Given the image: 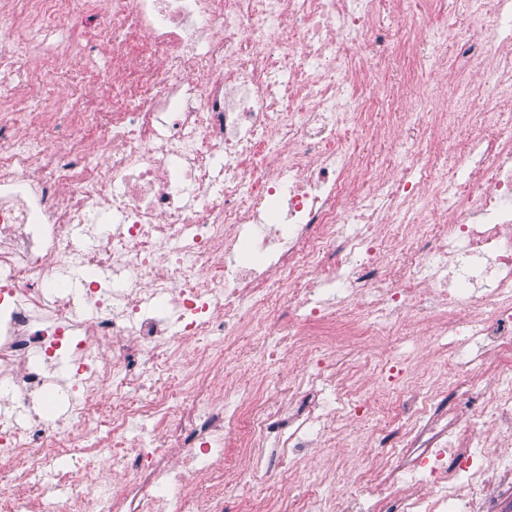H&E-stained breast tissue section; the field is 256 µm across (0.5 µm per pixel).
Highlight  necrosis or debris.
Returning <instances> with one entry per match:
<instances>
[{"mask_svg":"<svg viewBox=\"0 0 512 512\" xmlns=\"http://www.w3.org/2000/svg\"><path fill=\"white\" fill-rule=\"evenodd\" d=\"M462 23L440 0H9L0 7V382L22 400L44 394L73 409L91 443L77 470L70 427L38 414L0 417V458L15 486L35 472L68 495L62 512H167L173 486L206 466L203 497L179 495V512H222L226 485L258 483L243 512H312L338 469H317L308 451L336 439V420L361 424L377 460L353 478L372 489L373 512H512V136L460 128L455 113L421 124L401 111L430 88L416 71L443 65L448 46L467 63L458 90L463 110L512 107V0H469ZM412 17L428 33V57L402 60L388 17ZM32 34L24 52L14 35ZM76 40L46 53L40 34ZM361 43L373 68L354 70ZM109 69L91 81L110 87L111 108L91 95L78 108L45 114L43 92L58 86L69 58L100 46ZM38 66H31V57ZM379 116L388 150L356 130ZM50 125L51 136L26 131ZM416 127L440 163V190L427 196L413 164L395 147ZM219 193H210L213 183ZM120 229L96 249L75 239L100 208ZM270 263L237 262L243 240ZM86 271L80 299L59 286L64 264ZM439 258L430 288L414 279ZM468 280V290L457 289ZM348 301L333 312L336 292ZM175 293L181 332L207 336V354L170 361L166 321L153 303ZM97 315L84 319L81 306ZM414 311L454 348L433 354V388L411 379V361L391 353L392 380L348 370L346 357L398 335ZM280 336L269 349L270 332ZM262 380L303 351L308 372L285 396L226 388L213 374L242 335ZM495 352L496 384L464 349ZM110 356L99 361V348ZM37 358L27 361L29 351ZM72 387L52 389L57 358ZM181 378L191 401L167 385ZM332 386L325 396L324 386ZM108 390L109 408L97 394ZM162 428L149 445L124 435L133 420ZM493 427L499 459L484 464L474 436ZM113 462L136 464V482L113 499L97 482L100 447ZM273 446L263 472L230 470L225 448ZM303 488L282 499L281 473ZM420 476L431 493H403L399 478Z\"/></svg>","mask_w":512,"mask_h":512,"instance_id":"1","label":"necrosis or debris"}]
</instances>
